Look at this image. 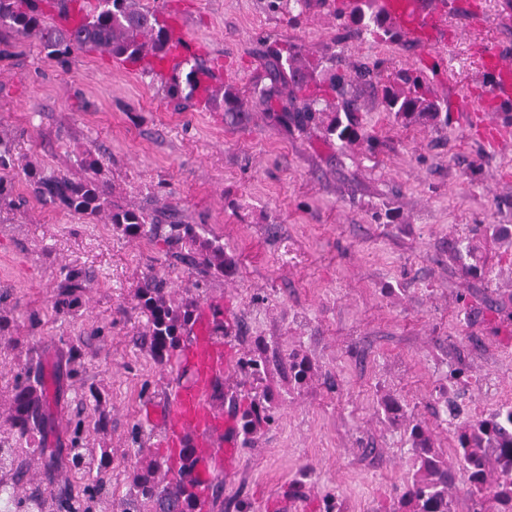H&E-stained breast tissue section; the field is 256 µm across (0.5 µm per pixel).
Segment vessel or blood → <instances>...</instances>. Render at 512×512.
<instances>
[{
  "label": "vessel or blood",
  "instance_id": "vessel-or-blood-1",
  "mask_svg": "<svg viewBox=\"0 0 512 512\" xmlns=\"http://www.w3.org/2000/svg\"><path fill=\"white\" fill-rule=\"evenodd\" d=\"M377 6L381 16L422 46H436L448 37L441 23L447 9L445 0H378ZM480 54L484 78L477 97L469 102L470 108L493 112L512 105V63L491 44L482 45ZM210 323V314L205 311L191 329L182 357L191 365L194 378L177 388L165 415L167 442L192 458V478L202 489L223 470L233 469L237 461L234 420L210 400L214 382L232 370L231 352L223 342L211 339Z\"/></svg>",
  "mask_w": 512,
  "mask_h": 512
}]
</instances>
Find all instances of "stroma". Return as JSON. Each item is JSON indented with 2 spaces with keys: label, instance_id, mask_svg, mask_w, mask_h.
<instances>
[{
  "label": "stroma",
  "instance_id": "35a3bbf8",
  "mask_svg": "<svg viewBox=\"0 0 512 512\" xmlns=\"http://www.w3.org/2000/svg\"><path fill=\"white\" fill-rule=\"evenodd\" d=\"M504 2L459 0L443 16L447 43L427 49L407 36L339 40L333 16L317 8L294 22L270 0H140L174 16L217 82L245 96L275 41L387 81L442 62L448 74L433 87L448 101L481 80L479 44L512 61ZM473 9L485 24L467 26ZM357 95L368 138L342 149L323 128L284 127L256 104L244 124L203 107L175 111L161 78L105 52L56 59L0 32V137L12 144L17 202L0 209V317L10 334L0 341V430L17 372L42 371L49 406L39 441L64 459L49 475L32 458L19 494L48 482V512L76 498L88 512H118L132 470L164 454L178 375L141 343L147 317L136 292L151 273L167 279L169 299L195 289L201 308L222 312L233 358L261 339L311 365L300 386L269 370L261 384L275 421L239 443L237 467L202 512H237L241 502L250 512H323L328 494L346 512H381L410 469L404 426L385 416L384 397L399 398L448 454L455 422L441 414L440 393L450 369L467 375L456 393L467 415L512 403V342L496 313L512 304V244L472 236L479 224H512V138L490 152L458 112L439 131L405 127L378 87ZM91 153L105 158L113 201L202 225L233 257L232 272L200 280L163 242L122 238L103 220L35 198L26 169L84 178ZM466 237L484 275L448 257L449 243ZM65 268L82 273L72 310ZM468 305L484 308V320L466 325ZM101 415L107 424L95 427ZM75 443L92 454V471L69 462Z\"/></svg>",
  "mask_w": 512,
  "mask_h": 512
}]
</instances>
